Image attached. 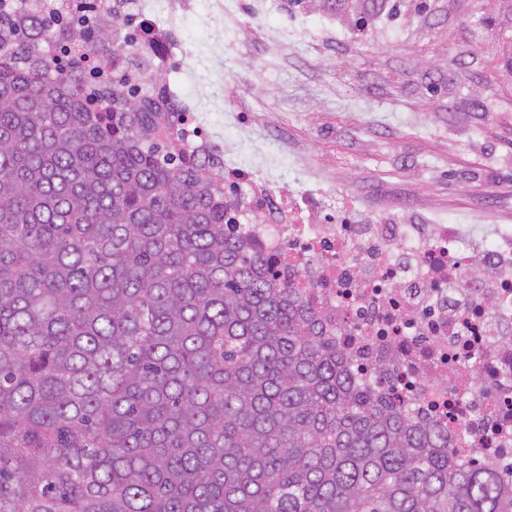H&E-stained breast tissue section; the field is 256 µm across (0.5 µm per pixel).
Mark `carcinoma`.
<instances>
[{"label": "carcinoma", "mask_w": 512, "mask_h": 512, "mask_svg": "<svg viewBox=\"0 0 512 512\" xmlns=\"http://www.w3.org/2000/svg\"><path fill=\"white\" fill-rule=\"evenodd\" d=\"M0 17V512H512L371 399L298 289L162 149V76L87 111L110 33Z\"/></svg>", "instance_id": "cac0c4a2"}]
</instances>
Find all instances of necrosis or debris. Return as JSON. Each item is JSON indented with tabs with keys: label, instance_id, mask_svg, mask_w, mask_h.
<instances>
[{
	"label": "necrosis or debris",
	"instance_id": "1",
	"mask_svg": "<svg viewBox=\"0 0 512 512\" xmlns=\"http://www.w3.org/2000/svg\"><path fill=\"white\" fill-rule=\"evenodd\" d=\"M41 14L54 11L66 28L94 32L116 25L123 47L107 67L82 82L90 95L114 74L140 68L178 75L164 95L182 119L175 149L212 156L213 181L242 219L244 236L301 288L324 328L336 337L347 367L373 379L379 399L411 408L416 424L447 432L456 461L492 460L512 484V225H495L493 247L457 224H395L377 218L343 223L333 191L312 180L306 165L283 168L276 147L245 157L244 143L267 132L262 113L243 114L224 86L227 135L217 140L187 86L193 54L181 36L185 20L204 12L225 28L210 48L225 74L240 62L238 45L254 40L286 48L291 30L267 25L287 0H24Z\"/></svg>",
	"mask_w": 512,
	"mask_h": 512
}]
</instances>
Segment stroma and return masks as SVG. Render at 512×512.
<instances>
[{
  "label": "stroma",
  "instance_id": "stroma-1",
  "mask_svg": "<svg viewBox=\"0 0 512 512\" xmlns=\"http://www.w3.org/2000/svg\"><path fill=\"white\" fill-rule=\"evenodd\" d=\"M448 2L385 28L381 45L339 36L313 52L307 34L335 8L324 0L287 50L251 43L231 84L242 111L265 99L280 117L270 136L370 215L403 198L406 218L480 237L512 225V0Z\"/></svg>",
  "mask_w": 512,
  "mask_h": 512
}]
</instances>
